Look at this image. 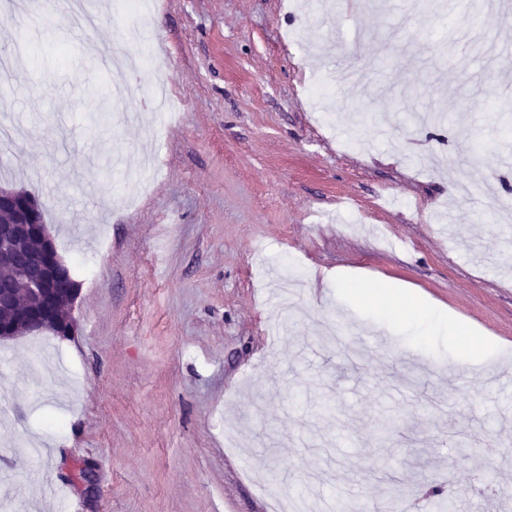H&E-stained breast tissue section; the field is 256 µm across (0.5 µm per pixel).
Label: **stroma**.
Wrapping results in <instances>:
<instances>
[{
  "label": "stroma",
  "instance_id": "35a3bbf8",
  "mask_svg": "<svg viewBox=\"0 0 512 512\" xmlns=\"http://www.w3.org/2000/svg\"><path fill=\"white\" fill-rule=\"evenodd\" d=\"M87 2L94 29L45 28L47 0L0 24V57L43 50L0 88L23 130L0 188L38 200L78 283L72 334L0 339V512H272L271 484L312 512L334 490L345 512L384 507L388 484L404 512H512V212L456 194L476 164L512 198V15L159 0L140 46L116 43L133 18L114 0ZM95 45L157 64L117 99ZM319 78L335 93L315 101ZM160 80L173 114L153 141L129 118ZM289 257L303 274L273 292ZM336 269L444 307L497 358L388 332L322 284Z\"/></svg>",
  "mask_w": 512,
  "mask_h": 512
}]
</instances>
